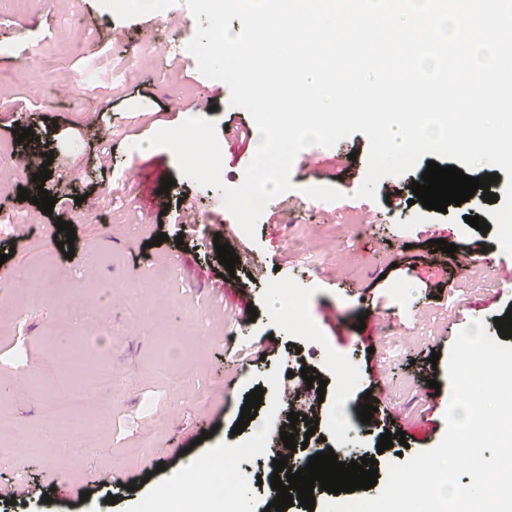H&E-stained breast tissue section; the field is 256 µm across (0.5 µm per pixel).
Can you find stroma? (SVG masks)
<instances>
[{"label":"stroma","mask_w":512,"mask_h":512,"mask_svg":"<svg viewBox=\"0 0 512 512\" xmlns=\"http://www.w3.org/2000/svg\"><path fill=\"white\" fill-rule=\"evenodd\" d=\"M116 0H30L14 12L0 0V318L18 322L15 335H0V403L9 406L27 446L0 434V487L24 484L38 495L27 504L0 500V512H135L176 481L181 495L210 512L205 485L188 479L191 466L220 458L230 473L227 495L237 512H259L274 491L266 476L276 428L286 426L284 386L310 366L326 380L320 405L322 435L335 450L361 448L376 459L379 477L396 459L410 460L444 437L450 401L447 364L458 333L483 321L497 336L495 318L512 307V266L493 233L465 223L486 216L490 205L473 196L440 213L410 203L414 173L383 178L375 198L358 197L368 169L370 142L360 132L316 161L295 159L293 188L272 199L254 237L237 233L246 255L230 282L237 303H221L223 265L208 227L233 223L221 191L183 178L176 158L145 142L156 131L194 115L217 128L252 126L247 111L229 106V89L203 76L192 54L169 59L170 42L189 43L197 21L176 0H157L155 11L115 10ZM31 129L42 152L53 155L49 194L73 201L61 217L44 215L19 200L32 174L15 168L26 146L16 130ZM76 151L73 169H60L65 145ZM175 184L161 192L163 178ZM332 186L340 200L305 195ZM400 187L402 204L391 208L388 188ZM192 202L197 227L182 223L180 199ZM76 230L73 257L57 245V220ZM161 245H153L158 234ZM491 260L488 275L463 271L457 258L432 252L433 240ZM52 264L48 300L20 304V276L36 253ZM285 304L273 311L271 296ZM257 317H250L249 308ZM375 310L385 331L367 342L356 326ZM84 365L109 368L119 388L96 406L100 424L86 447L70 449L59 465L45 393L34 389V371L48 370L57 395L72 382L70 350ZM438 362H431V354ZM440 384L429 396L427 381ZM263 387L257 419L271 434L265 447L248 448V433L232 434L245 396ZM384 402L363 424L357 413L366 391ZM413 426L403 452L378 451L393 416ZM88 499H81L80 487ZM50 503H43L41 493ZM115 504H107L108 496Z\"/></svg>","instance_id":"obj_1"}]
</instances>
